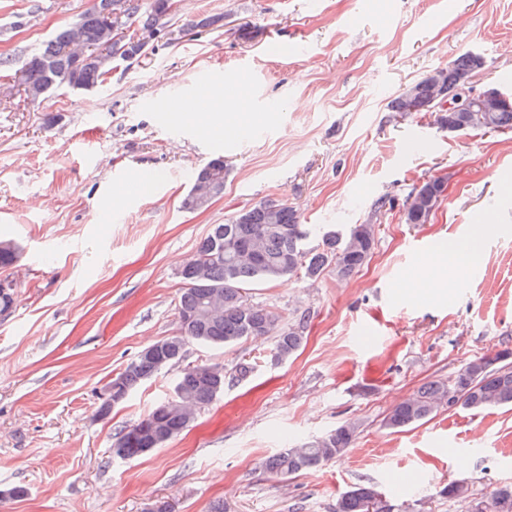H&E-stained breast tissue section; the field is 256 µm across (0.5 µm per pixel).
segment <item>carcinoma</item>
<instances>
[{
	"label": "carcinoma",
	"instance_id": "obj_1",
	"mask_svg": "<svg viewBox=\"0 0 512 512\" xmlns=\"http://www.w3.org/2000/svg\"><path fill=\"white\" fill-rule=\"evenodd\" d=\"M177 0H91L75 21L58 30L39 49L24 58L0 59V68H17L27 98L39 101L61 89L90 90L106 80L113 64L131 63L146 53L150 42L165 35ZM482 55L472 51L451 58L405 85L387 104L390 112L406 117L424 112L448 134L464 136L475 130L512 129V97L490 112H450L448 97L470 89L471 79L485 68ZM228 169L217 156L194 174L183 196L182 208L197 211L224 194ZM446 180L433 177L414 188L403 209L404 223L425 224L445 197ZM313 229L301 223L288 201L267 200L236 210L222 224H213L198 243L195 257L204 269L180 271L184 287L178 300L179 333L162 340L171 365L180 363L186 346L196 342L229 347L253 338L274 337L270 361L282 364L302 346L309 315L279 313L247 301L246 288L256 282L284 277L316 279L332 268L339 280L359 272L376 245L377 225L372 219L351 224L344 231L327 227L322 246L306 247ZM161 371L155 359L136 356L112 378L120 400ZM224 367L197 364L183 368L174 395L157 404L137 423L120 430L112 443V458L136 460L146 449L160 448L150 432L161 428L166 440L188 429L201 408L224 393ZM460 405L469 410L512 406V350L503 348L470 360L447 380H434L398 402L387 414L384 427L400 430L432 417L440 408ZM358 425L347 422L308 443L286 448L269 457L265 469L280 478L310 470L341 457L355 442ZM335 512H392L376 490L360 484L336 502ZM471 512H512V486L495 489L472 501Z\"/></svg>",
	"mask_w": 512,
	"mask_h": 512
}]
</instances>
